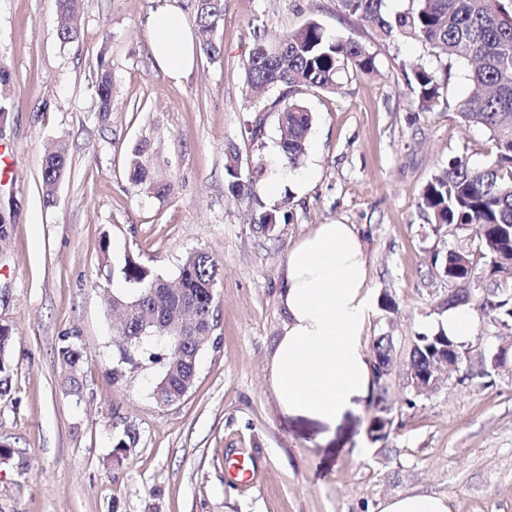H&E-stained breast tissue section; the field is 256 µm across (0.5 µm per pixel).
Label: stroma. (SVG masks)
Segmentation results:
<instances>
[{"mask_svg": "<svg viewBox=\"0 0 512 512\" xmlns=\"http://www.w3.org/2000/svg\"><path fill=\"white\" fill-rule=\"evenodd\" d=\"M152 0H81V34L61 44L56 0H0V144L16 172L0 183V325L9 326V390L0 396V512H382L406 494L447 497L450 512H512V370L439 381L415 396L403 387L405 343L435 330L448 306L438 270L474 231L435 228L421 207L448 159L492 161L482 127L455 109L471 90L466 61L448 65L435 111L416 112L401 63L437 67L414 42L376 38L337 0H224L221 61L196 54L174 82L154 64L144 17ZM318 21L365 43L378 75L348 71L336 92L309 91L314 115L306 154L289 166L280 148L278 90L250 100L245 65L255 29L279 36ZM112 79V110L95 85ZM154 141L158 196L133 186L130 159ZM69 166L46 203L47 148ZM277 194L233 195L225 166ZM271 212V228L254 216ZM353 224L368 258L374 304L367 334L394 339L385 439L368 429L375 396L356 398L336 425L288 413L270 381L282 333L280 280L289 251L320 224ZM222 265L218 326L181 400L159 404L157 363L113 379L116 341L108 295L126 291L125 259L174 280L190 252ZM398 306L380 307L383 295ZM86 352L80 396L71 395L60 347ZM136 435L123 454L116 443ZM255 463L253 480L230 482L224 462Z\"/></svg>", "mask_w": 512, "mask_h": 512, "instance_id": "stroma-1", "label": "stroma"}]
</instances>
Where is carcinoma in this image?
Returning <instances> with one entry per match:
<instances>
[{
	"instance_id": "carcinoma-1",
	"label": "carcinoma",
	"mask_w": 512,
	"mask_h": 512,
	"mask_svg": "<svg viewBox=\"0 0 512 512\" xmlns=\"http://www.w3.org/2000/svg\"><path fill=\"white\" fill-rule=\"evenodd\" d=\"M79 0H58L57 35L61 43L73 42L78 35ZM342 12L364 20L382 40H413L421 43L440 62L466 60L471 64L469 79L475 91L457 103L460 119L486 129L496 147V157L485 167H472L460 157H451L425 186L421 206L431 223L440 228L470 224L479 238V251L491 278L489 288L478 295L470 273L474 270L473 251L458 247L448 252L443 277L456 285L448 297V308L467 307L493 327L512 325V23L502 15L512 14V0H411V6L395 14L387 11L386 0H337ZM224 21V0H197L196 37L200 50L217 62L222 58L217 33ZM353 68L363 74L378 70L376 59L365 44L352 38L327 34L323 26L311 19L301 28L275 39L254 34L245 68L249 89L263 92L279 90L280 148L288 164L296 167L305 155L313 115L300 95L309 90L334 93L341 74ZM415 109L432 112L440 102L442 80L438 70L422 63L402 64ZM99 111L112 107L110 74L103 72L96 84ZM154 142L144 137L131 150V182L145 191L159 194L166 186L154 179L151 161ZM68 168V158L57 147L47 149L41 170L42 190L46 201H54L58 182ZM229 187L236 195L257 197L261 186L255 179L242 175L238 158L232 157L225 167ZM132 293L112 294L110 303L130 305L124 323L117 327L118 336H131L140 343L145 336H157L165 329L178 304L194 309L201 330H208L207 319L214 311L215 288L220 263L204 251L188 254L180 268L177 289L155 276L150 269L126 260L119 269ZM12 332L0 326V388L10 381L8 349ZM454 345L469 353L473 348L455 344L442 330L419 334L409 341L408 367L423 372L439 348ZM374 353L384 363L392 361V337L374 338ZM59 360L70 370L66 382L69 390H81L80 372L85 352L66 345L58 351ZM149 359L163 363L160 383L167 402L180 399L186 389L190 367L175 364V353L166 349ZM509 353L500 354L496 362L485 360L471 372L475 378H490L508 363Z\"/></svg>"
}]
</instances>
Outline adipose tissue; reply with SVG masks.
Listing matches in <instances>:
<instances>
[{"label": "adipose tissue", "instance_id": "ef3b65f1", "mask_svg": "<svg viewBox=\"0 0 512 512\" xmlns=\"http://www.w3.org/2000/svg\"><path fill=\"white\" fill-rule=\"evenodd\" d=\"M152 58L176 82L195 65V34L181 8L159 0L145 19ZM368 259L352 224H321L288 253L279 300L286 317L270 362L292 414L334 423L372 385L363 352L372 302Z\"/></svg>", "mask_w": 512, "mask_h": 512}]
</instances>
